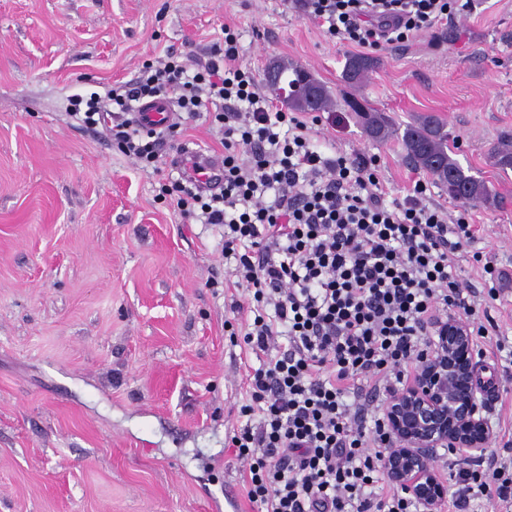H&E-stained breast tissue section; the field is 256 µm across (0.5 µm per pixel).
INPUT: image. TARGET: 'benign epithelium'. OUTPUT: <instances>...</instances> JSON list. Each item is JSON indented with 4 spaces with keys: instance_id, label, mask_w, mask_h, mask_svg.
Returning a JSON list of instances; mask_svg holds the SVG:
<instances>
[{
    "instance_id": "7a95c632",
    "label": "benign epithelium",
    "mask_w": 512,
    "mask_h": 512,
    "mask_svg": "<svg viewBox=\"0 0 512 512\" xmlns=\"http://www.w3.org/2000/svg\"><path fill=\"white\" fill-rule=\"evenodd\" d=\"M264 76L276 98L288 102L282 62L269 59ZM476 355L470 327L455 317L448 318L410 380L383 405L384 422L393 441L382 457L384 470L421 512H441L447 499V484L437 468L438 449L479 458L495 437L483 416Z\"/></svg>"
}]
</instances>
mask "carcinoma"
<instances>
[{
  "label": "carcinoma",
  "mask_w": 512,
  "mask_h": 512,
  "mask_svg": "<svg viewBox=\"0 0 512 512\" xmlns=\"http://www.w3.org/2000/svg\"><path fill=\"white\" fill-rule=\"evenodd\" d=\"M377 61L369 56L353 54L346 58L343 68L344 81L357 87L376 67ZM286 70L292 74L289 80L291 106L299 111H318L337 105L320 81L306 69L288 64ZM351 111L360 114L365 133L374 141H385L396 135L395 129L380 113L368 108L363 101L351 98L344 101ZM406 158L415 167L432 175L438 182L450 184L454 191L450 196L474 204L490 202L492 195L486 183L465 173L463 167L454 158V146L448 140V131L442 120L432 114L423 115L416 122L406 126L401 136ZM494 156L497 165L503 169H512V137L503 139L496 148Z\"/></svg>",
  "instance_id": "carcinoma-1"
}]
</instances>
